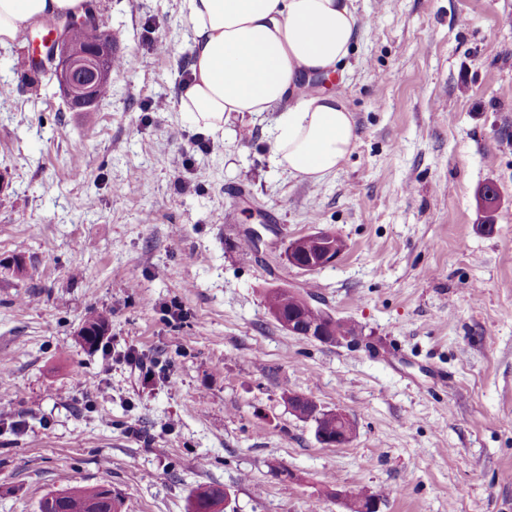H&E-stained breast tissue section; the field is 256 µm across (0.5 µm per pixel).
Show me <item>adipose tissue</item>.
<instances>
[{"label":"adipose tissue","mask_w":512,"mask_h":512,"mask_svg":"<svg viewBox=\"0 0 512 512\" xmlns=\"http://www.w3.org/2000/svg\"><path fill=\"white\" fill-rule=\"evenodd\" d=\"M355 0H180L191 27L190 81L180 111L211 136L231 120L272 110V160L292 178L317 183L336 173L357 139L336 91L312 78L338 73L359 33ZM86 0H0V46L31 24L82 13Z\"/></svg>","instance_id":"1"}]
</instances>
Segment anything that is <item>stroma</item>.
<instances>
[{"mask_svg": "<svg viewBox=\"0 0 512 512\" xmlns=\"http://www.w3.org/2000/svg\"><path fill=\"white\" fill-rule=\"evenodd\" d=\"M89 2L124 61L90 111L30 83L25 39L0 47V512L74 485L187 512L212 483L236 512H345L356 488L379 512H512V0H356L336 90L358 138L315 184L274 165L273 112L207 151L177 105L179 0ZM319 231L340 258L289 266L288 242ZM278 286L361 343L283 331ZM93 309L111 321L90 347ZM290 392L349 416L352 440L320 444Z\"/></svg>", "mask_w": 512, "mask_h": 512, "instance_id": "stroma-1", "label": "stroma"}]
</instances>
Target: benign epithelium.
Masks as SVG:
<instances>
[{
    "instance_id": "7a95c632",
    "label": "benign epithelium",
    "mask_w": 512,
    "mask_h": 512,
    "mask_svg": "<svg viewBox=\"0 0 512 512\" xmlns=\"http://www.w3.org/2000/svg\"><path fill=\"white\" fill-rule=\"evenodd\" d=\"M47 54L51 59L59 86L67 99L86 108L95 102V87L103 77H112V45L102 41L99 30L90 27L83 44L77 46L61 31H56L54 38L48 42ZM286 260L296 268L312 272L330 265L342 254L339 239L329 232H316L288 242L284 251ZM269 316L290 335L308 336L320 342L331 341V332L336 329V318L328 311H323L320 320L305 326L296 320H289L276 311ZM304 400L314 408L313 415H325L350 426L351 421L341 412L324 411L313 399L290 393L286 397L290 410H295L299 401Z\"/></svg>"
}]
</instances>
